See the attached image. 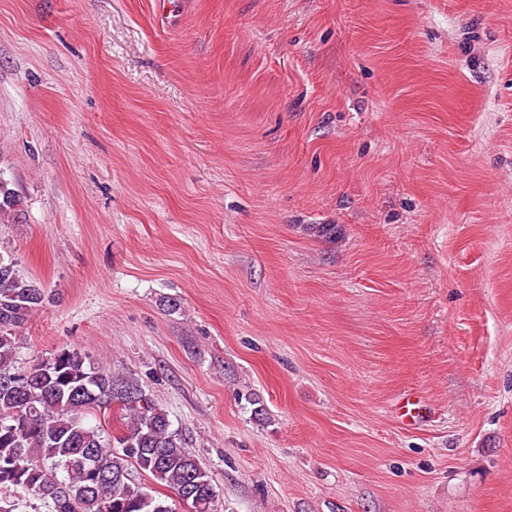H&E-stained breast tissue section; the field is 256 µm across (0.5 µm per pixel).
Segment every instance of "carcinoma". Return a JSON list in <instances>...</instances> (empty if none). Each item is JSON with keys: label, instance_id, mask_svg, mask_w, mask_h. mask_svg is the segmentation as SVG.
<instances>
[{"label": "carcinoma", "instance_id": "carcinoma-1", "mask_svg": "<svg viewBox=\"0 0 512 512\" xmlns=\"http://www.w3.org/2000/svg\"><path fill=\"white\" fill-rule=\"evenodd\" d=\"M20 200L0 177V222ZM44 291L0 254V512L12 494L51 504L52 512H218L212 479L135 378H117L80 350L63 347L48 361L17 365L16 332L43 303ZM120 404L124 432L109 435L97 417ZM115 482L99 489L94 468ZM140 469L170 494L136 482Z\"/></svg>", "mask_w": 512, "mask_h": 512}]
</instances>
